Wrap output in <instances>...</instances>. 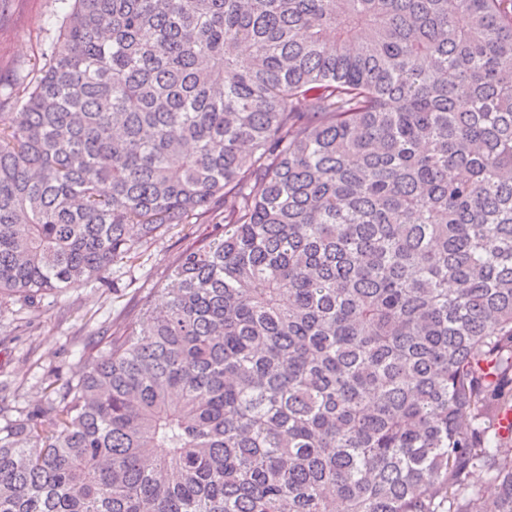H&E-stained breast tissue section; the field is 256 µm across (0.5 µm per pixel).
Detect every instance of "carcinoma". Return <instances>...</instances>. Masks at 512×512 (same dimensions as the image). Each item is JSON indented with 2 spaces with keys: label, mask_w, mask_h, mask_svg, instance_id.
<instances>
[{
  "label": "carcinoma",
  "mask_w": 512,
  "mask_h": 512,
  "mask_svg": "<svg viewBox=\"0 0 512 512\" xmlns=\"http://www.w3.org/2000/svg\"><path fill=\"white\" fill-rule=\"evenodd\" d=\"M68 2L0 298L217 233L0 426V512H512V0Z\"/></svg>",
  "instance_id": "1"
}]
</instances>
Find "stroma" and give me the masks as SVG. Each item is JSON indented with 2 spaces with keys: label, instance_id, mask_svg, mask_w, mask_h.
I'll use <instances>...</instances> for the list:
<instances>
[{
  "label": "stroma",
  "instance_id": "stroma-1",
  "mask_svg": "<svg viewBox=\"0 0 512 512\" xmlns=\"http://www.w3.org/2000/svg\"><path fill=\"white\" fill-rule=\"evenodd\" d=\"M61 9L60 0H9L0 12V85L42 66L46 31ZM213 230L176 225L101 281L45 296L34 312L15 298L0 308V426L44 403L80 370L90 344L134 321L143 303L164 302L179 253Z\"/></svg>",
  "mask_w": 512,
  "mask_h": 512
}]
</instances>
